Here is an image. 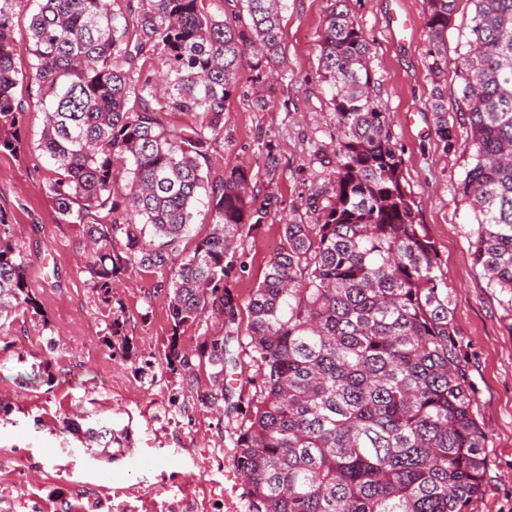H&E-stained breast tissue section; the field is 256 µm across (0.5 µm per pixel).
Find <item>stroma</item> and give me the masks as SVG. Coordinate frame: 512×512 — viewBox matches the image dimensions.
Returning a JSON list of instances; mask_svg holds the SVG:
<instances>
[{
  "label": "stroma",
  "mask_w": 512,
  "mask_h": 512,
  "mask_svg": "<svg viewBox=\"0 0 512 512\" xmlns=\"http://www.w3.org/2000/svg\"><path fill=\"white\" fill-rule=\"evenodd\" d=\"M371 48L376 101L390 112L402 158L403 182L417 220L434 241L448 279L454 324L467 345L477 408L489 444L482 496L469 512H512V310L487 288L471 255L474 217L461 195L470 131L460 120L457 68L466 52L472 0H458L448 28V67L431 71L423 24L426 0H347ZM329 0H285L283 55L272 77L245 57L224 112V145L206 170L245 167L248 193L266 207L262 224L245 236L224 284L241 310L244 331L251 292L281 246L282 226L316 223L306 200L329 190L336 171V115L321 79L319 41ZM441 89L454 124L455 146L444 150L430 109ZM42 120L30 113L18 152H0V215L27 262L39 312L22 310L0 326V512H249L236 466L237 411L210 400L209 365L170 372L171 334L182 350L225 333L222 317L205 313L173 331L158 273L118 274L111 306L89 285L82 228L59 217L48 191L52 177L39 148ZM280 165L268 171L267 151ZM122 313L129 353L106 346L109 311ZM104 418L128 434L121 456L85 447L73 424ZM138 467H130L129 456ZM123 474L130 493L113 506L102 489Z\"/></svg>",
  "instance_id": "35a3bbf8"
}]
</instances>
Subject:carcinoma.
<instances>
[{"instance_id":"cac0c4a2","label":"carcinoma","mask_w":512,"mask_h":512,"mask_svg":"<svg viewBox=\"0 0 512 512\" xmlns=\"http://www.w3.org/2000/svg\"><path fill=\"white\" fill-rule=\"evenodd\" d=\"M14 2L0 0V151L19 149L30 113L16 96L15 59L25 53L52 166L48 188L61 220L83 225L100 302L112 306L124 267L161 272L169 368L205 362L222 391L224 367L237 368L240 354L255 367L234 427L250 512H467L486 470L476 383L439 254L402 181L390 113L372 96L370 45L345 0H331L319 44L340 134L328 205L315 224L283 225L244 334L208 336L193 352L177 347L181 327L208 311L237 322L224 277L245 228L267 215L249 199L244 169L214 185L203 162L224 145L226 101L247 52L260 71L283 54L282 0H226L234 9L222 19L205 0H33L23 47L12 36ZM457 2L427 0L437 77L448 66L443 46ZM473 2L458 68L471 135L461 195L477 225L474 267L512 305V0ZM158 52L169 62L161 93L141 64ZM430 108L452 149L437 87ZM166 112L191 122L168 125ZM200 204L211 230L189 251ZM19 309L36 312L38 302L0 219V320ZM105 324L106 343L129 351L124 322ZM83 434L87 447L110 448L127 432L98 420Z\"/></svg>"}]
</instances>
